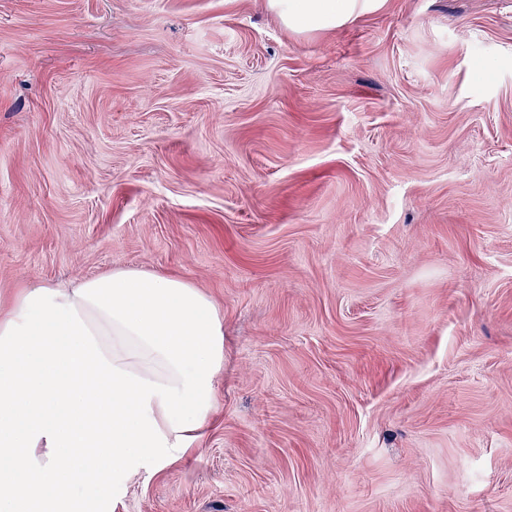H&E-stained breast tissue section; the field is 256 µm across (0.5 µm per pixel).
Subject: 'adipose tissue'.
Returning a JSON list of instances; mask_svg holds the SVG:
<instances>
[{"mask_svg": "<svg viewBox=\"0 0 512 512\" xmlns=\"http://www.w3.org/2000/svg\"><path fill=\"white\" fill-rule=\"evenodd\" d=\"M381 0H266L328 32ZM224 319L190 282L121 268L25 283L0 309V512H112L120 480L179 462L213 418Z\"/></svg>", "mask_w": 512, "mask_h": 512, "instance_id": "obj_1", "label": "adipose tissue"}]
</instances>
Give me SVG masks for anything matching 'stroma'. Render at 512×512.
Wrapping results in <instances>:
<instances>
[{"instance_id":"1","label":"stroma","mask_w":512,"mask_h":512,"mask_svg":"<svg viewBox=\"0 0 512 512\" xmlns=\"http://www.w3.org/2000/svg\"><path fill=\"white\" fill-rule=\"evenodd\" d=\"M264 2L0 0V304L223 314L212 424L114 512H512V0ZM382 0H266L270 12L286 30L334 31L378 7Z\"/></svg>"}]
</instances>
